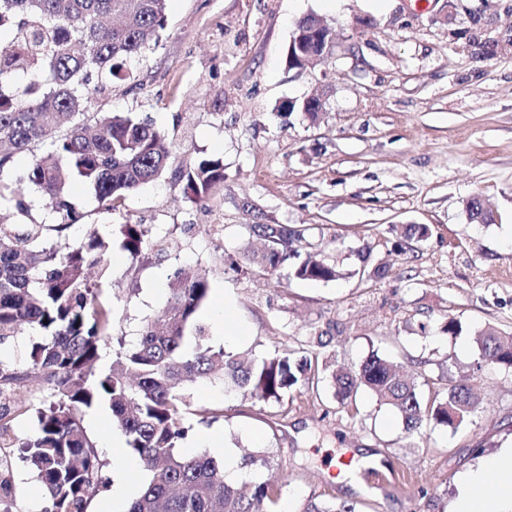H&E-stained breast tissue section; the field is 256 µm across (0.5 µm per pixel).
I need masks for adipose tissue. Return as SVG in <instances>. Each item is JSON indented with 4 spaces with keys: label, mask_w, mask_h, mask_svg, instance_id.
Returning a JSON list of instances; mask_svg holds the SVG:
<instances>
[{
    "label": "adipose tissue",
    "mask_w": 512,
    "mask_h": 512,
    "mask_svg": "<svg viewBox=\"0 0 512 512\" xmlns=\"http://www.w3.org/2000/svg\"><path fill=\"white\" fill-rule=\"evenodd\" d=\"M452 512H512V446L461 476Z\"/></svg>",
    "instance_id": "ef3b65f1"
}]
</instances>
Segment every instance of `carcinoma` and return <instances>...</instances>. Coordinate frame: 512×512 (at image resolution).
<instances>
[{"label":"carcinoma","mask_w":512,"mask_h":512,"mask_svg":"<svg viewBox=\"0 0 512 512\" xmlns=\"http://www.w3.org/2000/svg\"><path fill=\"white\" fill-rule=\"evenodd\" d=\"M167 0H0V206L13 208L14 224H0V341L25 327L36 331L26 355L0 361V448H16L29 462L45 495L39 512H90L106 485L104 463L80 419L84 408L105 404L126 437V447L146 472L143 491L126 512H268L273 489L266 482L250 492L224 480V465L208 453L178 447L192 425L187 386L218 377L224 387L256 403H281L291 392L318 388L328 363L300 349H283L245 361L211 343L198 311L209 296L206 275L170 278L169 298L131 345L113 340L114 308L100 301L112 278L106 256L112 234L91 231L65 243L83 218L72 193L79 183L106 213L117 210L141 186L170 174L186 198L202 203L224 184V163L197 156L174 163L176 147L146 119L115 115L89 130L88 108L112 88L124 61L157 44L167 21ZM83 121H77V118ZM57 136L21 173L12 155L33 150L48 129ZM42 195L45 215L35 217L25 189ZM264 241L247 260L273 277L330 282L340 270L308 252L304 230L287 224L249 225ZM115 233L131 259L154 248L143 224H118ZM112 362L99 366L104 348ZM486 364L512 369V336L492 328L477 335ZM37 372L48 396L34 408L11 405L13 395ZM336 400L371 393L399 417L409 437L430 425L456 428L479 412L472 389L458 383L427 396L430 379L408 378L372 354L354 368L330 371ZM35 411L32 432L8 433L11 414ZM14 484L0 476V512L14 509ZM299 512H356L347 503L309 499Z\"/></svg>","instance_id":"obj_1"}]
</instances>
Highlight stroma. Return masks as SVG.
<instances>
[{
    "label": "stroma",
    "mask_w": 512,
    "mask_h": 512,
    "mask_svg": "<svg viewBox=\"0 0 512 512\" xmlns=\"http://www.w3.org/2000/svg\"><path fill=\"white\" fill-rule=\"evenodd\" d=\"M323 18L337 46L324 65L288 68L296 22ZM321 96L317 122L286 110ZM96 119L133 113L179 143V159L221 158L226 180L203 205L159 180L113 214L74 185L83 228L145 224L168 252L135 262L113 239V334L135 343L162 309L157 277L181 268L224 289L240 332L215 345L250 357L302 348L354 366L367 356L435 377L436 391L467 383L481 400L474 421L428 426L409 439L374 395L344 406L330 381L272 406L218 382L189 384L193 436L216 434L244 455L270 451L252 479L271 481L274 512L315 498L358 512H451L460 475L512 444V371L480 365L478 331L512 336V0H168L154 50L128 60ZM493 206L487 224L470 221L466 201ZM303 229L312 251L342 272L332 282L267 277L242 256L248 226ZM409 224L429 237L399 252ZM383 264L380 279L359 276V255ZM460 322L443 333L446 318ZM104 475L115 480L125 449L112 445L110 410L83 411ZM18 505L38 512L43 489L17 450H0Z\"/></svg>",
    "instance_id": "1"
}]
</instances>
